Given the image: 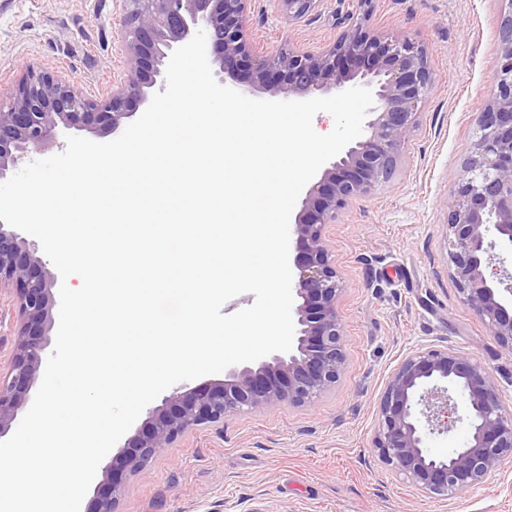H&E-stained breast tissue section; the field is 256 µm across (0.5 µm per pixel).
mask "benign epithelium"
<instances>
[{
	"instance_id": "benign-epithelium-1",
	"label": "benign epithelium",
	"mask_w": 512,
	"mask_h": 512,
	"mask_svg": "<svg viewBox=\"0 0 512 512\" xmlns=\"http://www.w3.org/2000/svg\"><path fill=\"white\" fill-rule=\"evenodd\" d=\"M122 33L127 81L88 97L52 72L29 66L0 94V182L41 155L67 130L92 129L107 137L147 101L180 44L202 29L207 56L219 63V82L261 90L271 99L308 100L356 86L373 88L363 134L324 167L306 191L292 234V307L297 331L291 351L258 366L227 370L224 380L175 390L129 437L117 469L139 473L159 450L186 432L245 410L314 404L342 377L344 327L337 312L343 291L325 229L353 200L388 180L405 143L419 126L435 81L427 48L404 32L365 27L373 0H357L337 39L317 50L289 44L261 51L249 36L250 0H124ZM288 20L308 16L319 0H280ZM491 93L478 114L473 141L446 202L448 269L461 301L495 342L512 351V272L492 274V250L512 247V10L499 21ZM55 278L18 231L0 221V288L16 291L20 325L5 376L0 377V438L30 401L54 325ZM446 382L467 400L469 441L447 457L424 446L421 422L448 428L452 412ZM373 448L380 460L416 490L443 497L468 492L512 458V410L501 400L492 370L457 349L426 348L403 357L388 376L378 403ZM123 492L117 476L98 488L88 512H116Z\"/></svg>"
}]
</instances>
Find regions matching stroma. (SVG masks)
<instances>
[{"label":"stroma","mask_w":512,"mask_h":512,"mask_svg":"<svg viewBox=\"0 0 512 512\" xmlns=\"http://www.w3.org/2000/svg\"><path fill=\"white\" fill-rule=\"evenodd\" d=\"M353 0H320L288 21L252 0L258 45L332 42ZM512 0H374L371 30L423 42L435 83L388 182L341 210L326 240L344 290L346 370L314 405L272 406L206 424L123 475L119 512H512V458L480 487L443 499L393 472L372 446L378 401L401 358L461 349L488 365L512 408V351L464 305L444 249L446 201L491 90L497 20ZM123 0H0V90L26 65L100 97L127 80Z\"/></svg>","instance_id":"35a3bbf8"}]
</instances>
